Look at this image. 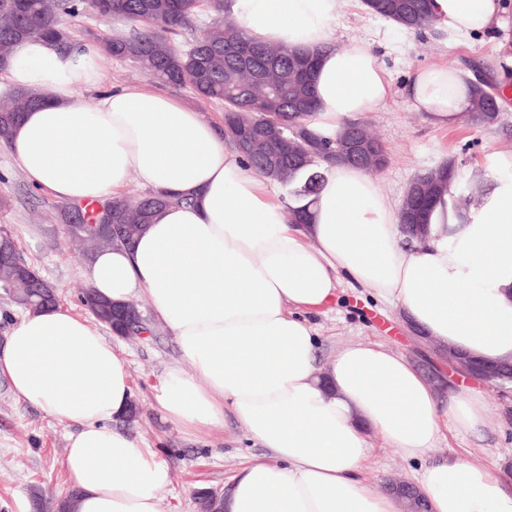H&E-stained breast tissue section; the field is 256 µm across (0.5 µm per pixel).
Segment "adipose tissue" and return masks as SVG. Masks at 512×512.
Here are the masks:
<instances>
[{
    "label": "adipose tissue",
    "instance_id": "obj_1",
    "mask_svg": "<svg viewBox=\"0 0 512 512\" xmlns=\"http://www.w3.org/2000/svg\"><path fill=\"white\" fill-rule=\"evenodd\" d=\"M342 0H229L246 35L318 55L310 126L335 134L382 106L390 78L363 39L340 47ZM505 0H430L437 29L467 37L504 29ZM15 88L48 102L27 112L9 151L29 182L70 202L122 195L129 178L175 197L132 248L99 252L85 276L116 304L148 296L192 373L171 369L156 395L166 421L188 430L232 414L270 452L233 478L224 512H400L363 479L367 438L379 434L423 462L417 485L430 512H512L495 465L431 458L444 430L473 432L486 406L465 383L440 397L402 354L342 348L319 365L305 317L340 281L395 305L439 348L488 363L512 360V154L494 155L491 189L466 220L438 203L423 244L409 247L400 211L368 173L330 167L294 224L261 173L228 151L221 131L175 97L124 85L100 89V56L19 42L5 68ZM99 88L93 104L77 96ZM407 101L439 127L473 108L448 65L417 69ZM13 394L73 429L66 464L73 512H158L171 466L119 428L134 392L117 346L61 306L26 313L0 350Z\"/></svg>",
    "mask_w": 512,
    "mask_h": 512
}]
</instances>
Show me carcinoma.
Instances as JSON below:
<instances>
[{"mask_svg":"<svg viewBox=\"0 0 512 512\" xmlns=\"http://www.w3.org/2000/svg\"><path fill=\"white\" fill-rule=\"evenodd\" d=\"M363 4L368 12L407 29L420 30L432 24L429 0H363ZM87 11L124 20L130 26L113 36L98 37L86 48L129 61L171 88L189 89L202 100L223 103L224 136L239 154L242 150L238 135L246 122H283L302 138L331 150L341 148L356 127L364 140L381 145L363 122L347 123L333 137L321 136L310 128L307 120L315 105L305 110L294 106L304 89L290 78L303 60V52L282 44L251 41L224 11V0H0V66L6 65L15 45L22 40L50 42L61 50L77 46L64 18H77ZM473 87L474 108L468 119L484 125L496 122L500 114L496 96L480 79ZM47 98L48 94L40 89L11 90L0 102V141L8 142L24 114ZM242 160L288 191L289 200L296 203L290 208L296 221L306 214L324 180L326 162L315 155H291L273 162L267 149L262 148L244 154ZM413 181L427 184L426 205L419 223L405 229L419 243L424 241L435 198L448 195L459 212L477 202L474 196L457 190L455 167L450 161L416 175ZM186 202V198L160 193L138 200L114 198L106 218L98 211H82L80 221L84 228L77 234L69 233V238L91 253L104 248H128L158 212L171 204ZM102 222L112 225V233L98 234L93 230L92 225ZM0 289L24 309L45 306L39 289L2 265ZM81 303L97 323L112 328L106 298L87 288L82 292ZM125 311L130 315L125 325L131 335L146 331L137 304L125 307Z\"/></svg>","mask_w":512,"mask_h":512,"instance_id":"carcinoma-1","label":"carcinoma"}]
</instances>
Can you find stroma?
<instances>
[{"instance_id":"stroma-1","label":"stroma","mask_w":512,"mask_h":512,"mask_svg":"<svg viewBox=\"0 0 512 512\" xmlns=\"http://www.w3.org/2000/svg\"><path fill=\"white\" fill-rule=\"evenodd\" d=\"M333 27L337 46L357 38L370 40L391 77L388 102L361 116L388 153V165L373 178L389 200L400 204L414 176L448 160L456 165L460 190L486 186L491 156L512 153V102L502 107L494 124L461 122L440 128L409 108L407 87L413 72L425 66L449 63L468 77L476 65L497 66L500 32L450 43L432 28L417 33L394 27L369 13L361 0H343ZM61 205L51 192L33 186L9 152L0 148V225H7L23 257L56 287L60 305L81 315L85 309L78 292L87 284L91 258L76 250L64 233L58 218ZM139 302L149 333L120 342L139 409L130 429L174 470L172 487L160 495V512H198L199 489L229 488L245 464L266 460L267 451L230 416L194 431L163 420L156 389L167 370L178 364L179 352L149 298L140 297ZM310 319L320 336V362L352 343L384 344L422 368L430 360L432 344L420 341L402 324L397 307L377 302L367 289L340 283L334 300L312 312ZM477 390L487 408L484 426L471 433L445 431L433 455H452L472 465L494 463L512 477V419L505 415L494 386L485 383ZM71 432V427L18 400L0 376V512H31L36 497L51 507L72 492L66 468ZM368 446L371 466L365 479L374 490H381L390 478L413 479L423 468L422 463L405 460L377 434H370Z\"/></svg>"}]
</instances>
